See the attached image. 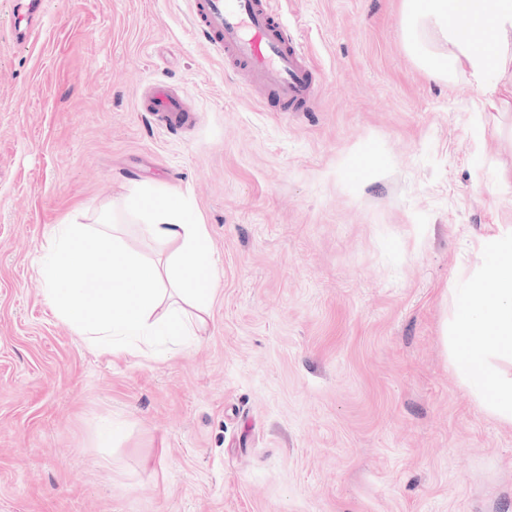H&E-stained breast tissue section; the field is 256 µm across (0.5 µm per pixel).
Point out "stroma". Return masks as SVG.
<instances>
[{"label":"stroma","instance_id":"1","mask_svg":"<svg viewBox=\"0 0 512 512\" xmlns=\"http://www.w3.org/2000/svg\"><path fill=\"white\" fill-rule=\"evenodd\" d=\"M319 73L281 112L189 0H0V512H512V428L444 331L512 225V110L425 75L402 0H272ZM184 96L170 131L138 101ZM190 198L218 257L187 349L98 351L44 298L55 225L137 186Z\"/></svg>","mask_w":512,"mask_h":512}]
</instances>
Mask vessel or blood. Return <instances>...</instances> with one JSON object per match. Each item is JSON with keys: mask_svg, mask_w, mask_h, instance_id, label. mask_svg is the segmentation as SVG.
<instances>
[{"mask_svg": "<svg viewBox=\"0 0 512 512\" xmlns=\"http://www.w3.org/2000/svg\"><path fill=\"white\" fill-rule=\"evenodd\" d=\"M190 5L193 31L223 55L229 69L268 90L279 111L313 110L317 86L309 58L271 0H190ZM141 107L161 114L170 128L192 119L183 97L161 85L142 95Z\"/></svg>", "mask_w": 512, "mask_h": 512, "instance_id": "obj_1", "label": "vessel or blood"}]
</instances>
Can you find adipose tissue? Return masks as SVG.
<instances>
[{"label":"adipose tissue","instance_id":"1","mask_svg":"<svg viewBox=\"0 0 512 512\" xmlns=\"http://www.w3.org/2000/svg\"><path fill=\"white\" fill-rule=\"evenodd\" d=\"M406 46L433 78L464 74L482 93L485 111L512 106V0H403ZM141 236L170 246L150 260L127 241L124 212ZM100 258L87 276V252ZM480 274L454 291V366L481 405L512 427V227L484 238ZM215 259L205 224L182 195L134 191L123 212L94 225L59 224L41 270L45 299L99 350L120 356L206 329L216 292Z\"/></svg>","mask_w":512,"mask_h":512}]
</instances>
